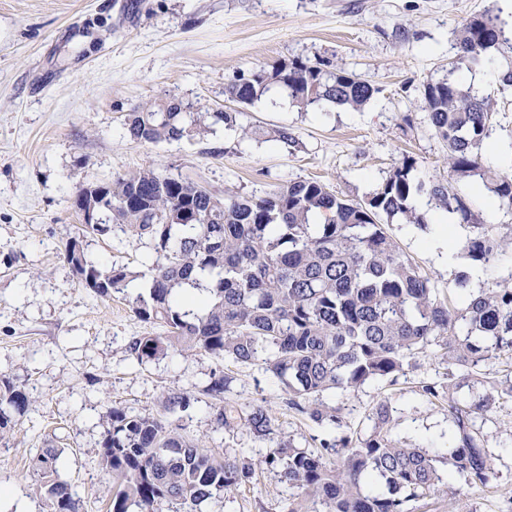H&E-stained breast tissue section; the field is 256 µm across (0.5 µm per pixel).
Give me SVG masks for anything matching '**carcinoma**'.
<instances>
[{
	"label": "carcinoma",
	"instance_id": "cac0c4a2",
	"mask_svg": "<svg viewBox=\"0 0 512 512\" xmlns=\"http://www.w3.org/2000/svg\"><path fill=\"white\" fill-rule=\"evenodd\" d=\"M460 57L485 66L493 53H512L494 7L468 20L459 31ZM278 85L303 108L325 103L361 108L378 88L337 70L328 61L294 59L271 72L255 71L225 87L227 98L248 106ZM427 119L448 149V180L412 175L416 161L402 159L365 201L342 198L316 180L290 182L263 197L222 199L197 182L145 168L78 191L82 216L99 205V223L83 221L82 232L107 236L118 228L154 242L148 294L132 301L135 315L159 323L158 336H134L130 354L138 361L178 348L202 350L240 364L260 361L288 389V406L311 421L338 431L347 426L342 407L323 401L331 390L357 389L399 375L435 357L443 379H423L418 392L428 401L448 402L453 435L444 456L413 448L392 437L390 408L378 403L366 433H341L317 451L281 445L262 463L298 490L286 512H411L413 503L448 479L487 486L495 474L488 463L478 420L496 407V397L456 398L460 373L499 364L512 374V289L467 288L457 279V300L440 292L378 222L381 214L423 227L435 206L473 223L464 245L475 266L512 247V228L500 235L478 223L455 179L476 177L500 206L512 209V175L486 167L482 150L491 137L494 109L489 98L464 87L453 63L423 88ZM131 138L149 143L201 140L210 126L175 97L127 113ZM187 222L169 224L173 214ZM65 261L85 287L100 297L121 293L136 279L124 266L103 269L82 243L69 241ZM227 378L215 375L204 394L216 400L217 420L240 422L259 437L271 434L268 409L224 402ZM191 395L173 391L165 400L173 415L188 408ZM28 406L26 393L0 377V433ZM100 444V463L119 482L110 512H154L167 501L174 512H198L221 491L250 482L254 469L236 458L216 459L166 420L118 407ZM60 452L39 448L32 469L40 478L48 512H75V492L61 479Z\"/></svg>",
	"mask_w": 512,
	"mask_h": 512
}]
</instances>
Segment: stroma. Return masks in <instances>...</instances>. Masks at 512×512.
Returning a JSON list of instances; mask_svg holds the SVG:
<instances>
[{"label":"stroma","mask_w":512,"mask_h":512,"mask_svg":"<svg viewBox=\"0 0 512 512\" xmlns=\"http://www.w3.org/2000/svg\"><path fill=\"white\" fill-rule=\"evenodd\" d=\"M495 7L512 27V0H0V374L25 389V414L0 435V489L24 512H47L29 467L35 449H61L60 474L75 491L76 512H108L116 486L99 463L108 407L167 417V393L186 391L191 406L170 418L178 432L215 456L256 466L253 480L204 502L201 512H285L289 491L262 466L268 449L318 448L325 431L288 407V392L259 365L218 360L197 349L144 362L127 344L161 334L141 321L139 292L101 298L63 259L81 238L100 267L147 271L151 241L122 232L81 234L77 191L148 166L202 182L216 196H262L280 185L317 180L336 194L366 199L402 162L426 180L448 177L445 147L426 116L423 87L458 58L462 23ZM330 61L369 80L377 94L361 109L326 104L303 109L271 87L238 107L224 88L238 76L272 71L293 58ZM175 96L201 113L238 111L234 130L214 126L201 141L137 142L125 117L135 107ZM263 136L251 135L252 127ZM285 127L291 145L266 138ZM220 147L217 155L209 147ZM385 228L440 289L454 287L468 262L445 265L428 248L432 229L388 218ZM229 378L227 401L268 408L269 438L218 423L203 392L212 374ZM424 368L396 383L373 382L324 400L344 405L352 429L370 428L371 408L392 407L391 433L443 455L451 443L447 403L425 402ZM497 484L467 487L455 498L434 491L414 512H512V401L501 400L484 426Z\"/></svg>","instance_id":"35a3bbf8"}]
</instances>
